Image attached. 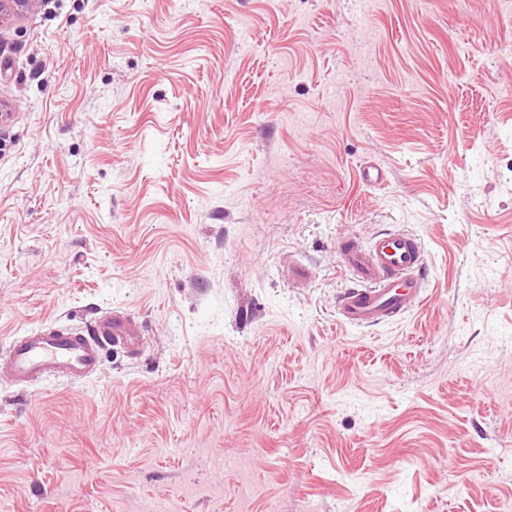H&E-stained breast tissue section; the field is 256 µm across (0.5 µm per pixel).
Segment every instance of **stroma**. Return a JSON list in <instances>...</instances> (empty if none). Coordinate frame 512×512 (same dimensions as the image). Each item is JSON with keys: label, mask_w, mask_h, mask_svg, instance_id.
<instances>
[{"label": "stroma", "mask_w": 512, "mask_h": 512, "mask_svg": "<svg viewBox=\"0 0 512 512\" xmlns=\"http://www.w3.org/2000/svg\"><path fill=\"white\" fill-rule=\"evenodd\" d=\"M504 3L37 0L0 26V352L110 310L143 338L83 382L0 377V512L512 504ZM401 229L421 302L342 324L337 240Z\"/></svg>", "instance_id": "obj_1"}]
</instances>
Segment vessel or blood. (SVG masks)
Returning a JSON list of instances; mask_svg holds the SVG:
<instances>
[{"label":"vessel or blood","instance_id":"b4317fda","mask_svg":"<svg viewBox=\"0 0 512 512\" xmlns=\"http://www.w3.org/2000/svg\"><path fill=\"white\" fill-rule=\"evenodd\" d=\"M341 262L353 279L336 299L341 322L367 328L394 320L422 297L425 267L421 242L407 231L382 232L368 245L353 239L338 240ZM138 334L123 316L106 312L91 329L48 326L16 337L0 365L11 380L32 385L50 377L86 381L100 371L107 345L138 343Z\"/></svg>","mask_w":512,"mask_h":512}]
</instances>
